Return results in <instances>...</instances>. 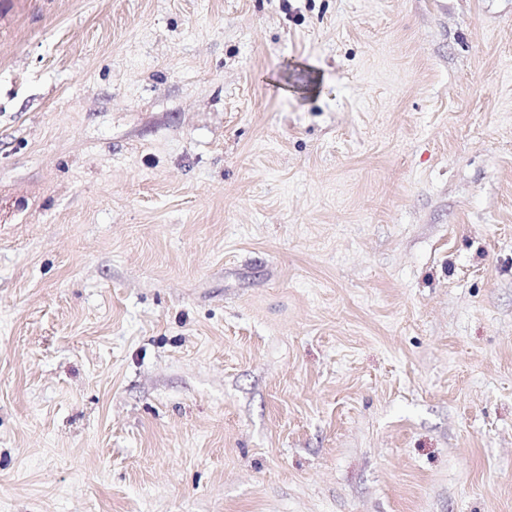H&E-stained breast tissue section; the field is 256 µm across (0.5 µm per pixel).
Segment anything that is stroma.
Wrapping results in <instances>:
<instances>
[{
	"instance_id": "obj_1",
	"label": "stroma",
	"mask_w": 512,
	"mask_h": 512,
	"mask_svg": "<svg viewBox=\"0 0 512 512\" xmlns=\"http://www.w3.org/2000/svg\"><path fill=\"white\" fill-rule=\"evenodd\" d=\"M0 512H512V0H0Z\"/></svg>"
}]
</instances>
